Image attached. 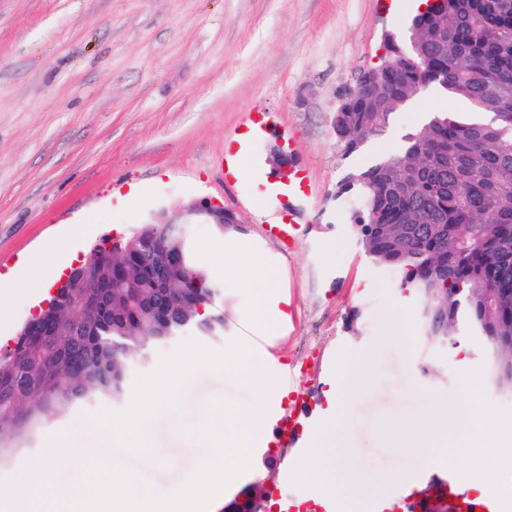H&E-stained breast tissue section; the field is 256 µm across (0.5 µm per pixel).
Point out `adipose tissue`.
<instances>
[{"instance_id": "adipose-tissue-1", "label": "adipose tissue", "mask_w": 512, "mask_h": 512, "mask_svg": "<svg viewBox=\"0 0 512 512\" xmlns=\"http://www.w3.org/2000/svg\"><path fill=\"white\" fill-rule=\"evenodd\" d=\"M372 381L371 352L343 361L340 377L325 393L326 406L309 450L293 465L295 479L314 485L321 498L342 501L344 512H382L386 490L398 488L408 494L413 489L407 472L400 468L383 473L370 487L347 475L345 455L337 442L343 401L369 391ZM384 433L390 447L424 455L425 467L431 472L447 464L457 465L463 459L470 460L469 490L479 499L497 493L498 481L489 479L486 462L474 458L470 445L458 446L444 459L428 454L430 440L448 433L447 413L424 412L409 420L392 421L385 425Z\"/></svg>"}]
</instances>
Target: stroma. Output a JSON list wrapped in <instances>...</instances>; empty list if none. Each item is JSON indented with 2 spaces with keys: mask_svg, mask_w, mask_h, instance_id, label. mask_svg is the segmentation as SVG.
<instances>
[{
  "mask_svg": "<svg viewBox=\"0 0 512 512\" xmlns=\"http://www.w3.org/2000/svg\"><path fill=\"white\" fill-rule=\"evenodd\" d=\"M414 10L415 0H0V276L7 280L0 354L39 309L25 278L45 274L40 256L86 214L106 210L110 217L78 243L80 261L114 225L127 237L159 213L218 198L256 233L258 251L286 260L293 319L270 351L287 361L293 385L314 406L344 355H376L373 387L347 403L341 421L354 477L368 482L395 466L421 469V456L388 446L384 421L426 408L463 413L474 404L490 421H511L512 396L463 388L466 379L487 376L485 358L427 341L415 305L397 295L398 273L361 254L353 202L336 196L349 169L397 149L428 112L466 109L435 90L420 91L366 155L343 157L333 128L340 99L376 65L383 33L401 31ZM251 112L266 116L270 132L251 144L262 167L246 186L226 180L224 149ZM290 142L311 189L294 206L270 203V215L258 218L251 202L264 195L267 175L280 171ZM134 186L138 197L118 205ZM290 215L307 227L301 240L287 245L267 235V224ZM354 308L360 316L351 325ZM395 315L406 320L407 336L388 335L385 323ZM253 399L250 387L223 371L199 372L183 396L152 416L149 458L120 463L143 488L166 494L195 472L209 417ZM100 407L79 402L44 423L0 465V486L22 488L53 440L83 452L59 464L61 488L82 472L85 458L107 457L109 437L93 420ZM290 454L281 447L256 455L278 497L304 489L282 478Z\"/></svg>",
  "mask_w": 512,
  "mask_h": 512,
  "instance_id": "obj_1",
  "label": "stroma"
}]
</instances>
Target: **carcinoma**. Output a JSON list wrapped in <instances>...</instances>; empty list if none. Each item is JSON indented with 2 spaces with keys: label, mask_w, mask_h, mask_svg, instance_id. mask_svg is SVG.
Wrapping results in <instances>:
<instances>
[{
  "label": "carcinoma",
  "mask_w": 512,
  "mask_h": 512,
  "mask_svg": "<svg viewBox=\"0 0 512 512\" xmlns=\"http://www.w3.org/2000/svg\"><path fill=\"white\" fill-rule=\"evenodd\" d=\"M385 55L341 99L334 116L344 154L384 137L396 112L434 87L470 107L430 113L398 150L348 172L336 196L351 194L353 232L364 256L397 268L400 288L419 310L444 305L445 327H424L429 341L460 353L483 341L504 388L512 390V0H434L406 24L402 39L383 38ZM192 227L142 224L129 237L97 243L73 270L44 317L67 326L32 335L26 323L0 355V449L32 435L54 412L80 401L108 402L125 392L129 366L174 336L224 335L221 288L195 257ZM148 237L182 257L191 296L174 287L177 315L159 317L129 302L157 296L135 270L132 245ZM97 281L101 315H81L83 272ZM203 311H198V307Z\"/></svg>",
  "instance_id": "cac0c4a2"
}]
</instances>
